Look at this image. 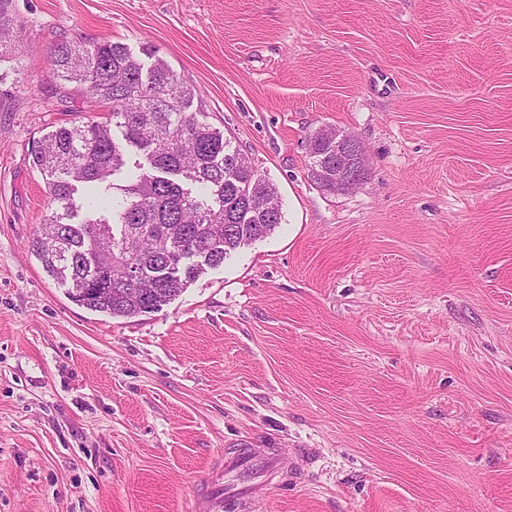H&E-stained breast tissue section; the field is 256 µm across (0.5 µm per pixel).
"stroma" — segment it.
<instances>
[{"instance_id":"1","label":"stroma","mask_w":512,"mask_h":512,"mask_svg":"<svg viewBox=\"0 0 512 512\" xmlns=\"http://www.w3.org/2000/svg\"><path fill=\"white\" fill-rule=\"evenodd\" d=\"M0 56V512H512V0H11ZM150 48L284 220L161 311L30 253V152L101 120L58 41ZM359 139L350 192L308 138ZM281 456L267 474L268 453ZM244 458L224 474V458ZM317 138L331 145L330 157L325 166L320 164L327 157L321 158L318 154L310 155V175L312 180L323 189L321 182L326 186L336 188V192H346L354 189L365 177V150L360 140L341 133L334 129H320L317 131ZM313 156H316V160ZM318 169V174L317 170ZM332 192V191H327ZM335 193V192H332Z\"/></svg>"}]
</instances>
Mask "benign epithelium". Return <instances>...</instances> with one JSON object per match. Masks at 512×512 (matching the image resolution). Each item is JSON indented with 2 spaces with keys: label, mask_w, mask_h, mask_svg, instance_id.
<instances>
[{
  "label": "benign epithelium",
  "mask_w": 512,
  "mask_h": 512,
  "mask_svg": "<svg viewBox=\"0 0 512 512\" xmlns=\"http://www.w3.org/2000/svg\"><path fill=\"white\" fill-rule=\"evenodd\" d=\"M317 138L331 145L326 165L317 166L321 182L338 192L354 189L365 177V150L360 140L334 129L317 131Z\"/></svg>",
  "instance_id": "obj_1"
}]
</instances>
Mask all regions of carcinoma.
Returning a JSON list of instances; mask_svg holds the SVG:
<instances>
[{
	"label": "carcinoma",
	"instance_id": "obj_1",
	"mask_svg": "<svg viewBox=\"0 0 512 512\" xmlns=\"http://www.w3.org/2000/svg\"><path fill=\"white\" fill-rule=\"evenodd\" d=\"M0 0V51L13 19ZM58 78L112 105L109 119L59 126L31 153L60 205L30 242L72 301L111 317L158 312L208 268L282 223L278 192L220 129L188 111L193 97L163 60L145 66L128 47L60 43ZM122 130L118 142L112 127ZM145 163L109 199L112 219L71 222L78 186L97 187L123 166L124 147ZM103 287L95 296L90 288Z\"/></svg>",
	"mask_w": 512,
	"mask_h": 512
}]
</instances>
